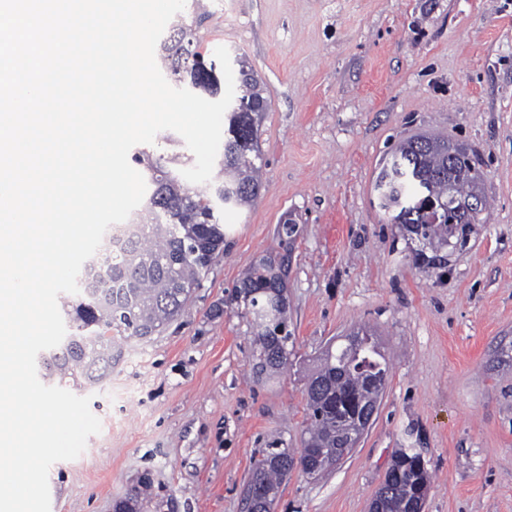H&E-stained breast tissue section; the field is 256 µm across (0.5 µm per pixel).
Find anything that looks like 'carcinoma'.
I'll return each mask as SVG.
<instances>
[{
  "label": "carcinoma",
  "mask_w": 512,
  "mask_h": 512,
  "mask_svg": "<svg viewBox=\"0 0 512 512\" xmlns=\"http://www.w3.org/2000/svg\"><path fill=\"white\" fill-rule=\"evenodd\" d=\"M210 13H197L191 21L178 14L160 42V59L175 87L201 92L212 99L224 95V81L195 84L196 61L205 59L200 28ZM238 65L239 94L224 113V154L212 181L191 185L181 179L178 167L186 156L173 152L154 155L140 150L132 156L146 173V201L135 222L122 230L119 248L99 249L81 268L79 293L66 311L71 333L81 343L77 358H44L45 377L65 378L80 373L97 383L110 370L112 330L131 336H151L185 310L189 294L198 287L211 264L224 253V214L221 208H240L257 199L263 187V158L258 133L268 98L261 78L243 57ZM458 155V166L448 171V147ZM419 176L429 194L447 216L435 221L427 214L401 206V199ZM484 174L469 148L446 138L419 134L400 141L385 160L376 178L380 207L397 211L394 218L406 225L408 235L432 249L415 253L416 262L439 269L448 264L445 248L463 249L481 223L486 202L472 208L474 193ZM287 256H265L256 261L235 287L234 300L244 303L259 354L256 373L274 374L288 365L287 299L284 267ZM390 360L371 331L361 328L345 337L337 350H327L310 376L306 389L307 428L300 455L288 448H269L255 467L245 490V508L256 507L252 490L260 486L277 495L294 465L314 460L347 441L354 417L376 395L373 380L390 375ZM418 454L401 448L392 457L381 484V512H406L415 494L430 487L427 467Z\"/></svg>",
  "instance_id": "carcinoma-1"
}]
</instances>
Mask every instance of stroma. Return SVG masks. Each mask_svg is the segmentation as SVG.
Masks as SVG:
<instances>
[{
	"label": "stroma",
	"instance_id": "1",
	"mask_svg": "<svg viewBox=\"0 0 512 512\" xmlns=\"http://www.w3.org/2000/svg\"><path fill=\"white\" fill-rule=\"evenodd\" d=\"M204 4L208 51L245 55L267 87L264 188L225 213L224 254L184 315L146 338L113 333L111 373L67 381L101 431L52 465L51 512H113L145 473L141 512H245L255 460L300 448L306 381L360 327L392 362L373 422L325 475L293 470L274 512H369L400 448L432 475L425 512H512V0ZM421 132L473 151L490 203L443 269L415 263L374 190L385 154ZM287 218L293 348L258 379L232 293L281 253Z\"/></svg>",
	"mask_w": 512,
	"mask_h": 512
}]
</instances>
